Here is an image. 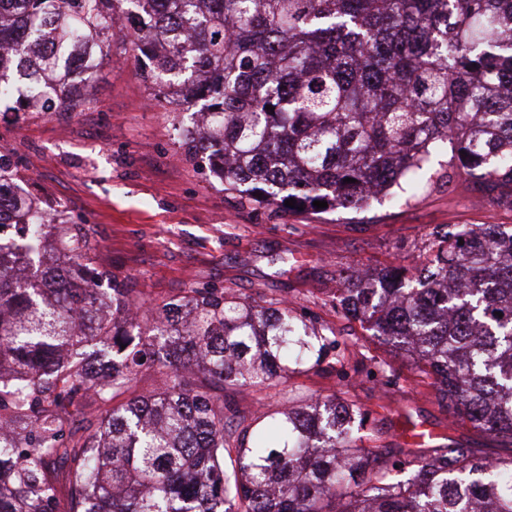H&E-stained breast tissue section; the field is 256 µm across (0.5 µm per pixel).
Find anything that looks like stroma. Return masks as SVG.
<instances>
[{
	"mask_svg": "<svg viewBox=\"0 0 512 512\" xmlns=\"http://www.w3.org/2000/svg\"><path fill=\"white\" fill-rule=\"evenodd\" d=\"M88 93L91 105L77 112L0 108V147L32 179V194L92 227L98 255L114 273L158 302L206 285L255 299L297 300L350 356L335 372L292 377L277 388V401L342 389L370 411L387 447H403L408 416L483 455L512 453V446L454 422L426 386L408 385L404 398L386 400L365 373L407 374L406 359L329 303L340 270L412 260L435 225H512V207L498 192L450 171L442 147L396 205L385 198L357 212L252 210L185 157L179 128L191 126L192 115L153 100L131 45H113ZM275 254L287 257V274H279Z\"/></svg>",
	"mask_w": 512,
	"mask_h": 512,
	"instance_id": "35a3bbf8",
	"label": "stroma"
}]
</instances>
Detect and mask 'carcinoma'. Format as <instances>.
<instances>
[{
  "label": "carcinoma",
  "instance_id": "obj_1",
  "mask_svg": "<svg viewBox=\"0 0 512 512\" xmlns=\"http://www.w3.org/2000/svg\"><path fill=\"white\" fill-rule=\"evenodd\" d=\"M117 41L148 60L155 100L194 110L181 148L244 207L359 211L444 142L448 166L512 204V0H0V102L90 104ZM15 170L1 149L0 229L25 234L0 238V422L24 432L0 435V512H512V456L370 448L345 391L240 410L243 386L323 370L336 337L286 297L147 303L95 266L86 225L13 193ZM56 229L62 261L43 246ZM339 285L337 314L512 445V226L438 225L416 264ZM72 406L91 409L79 427Z\"/></svg>",
  "mask_w": 512,
  "mask_h": 512
}]
</instances>
